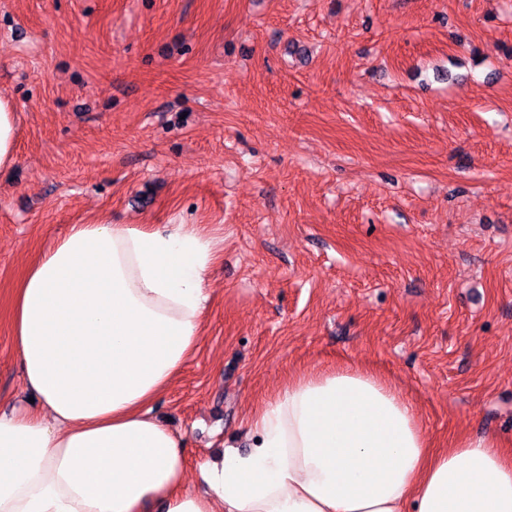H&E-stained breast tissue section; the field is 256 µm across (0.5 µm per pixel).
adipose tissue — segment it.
Instances as JSON below:
<instances>
[{"instance_id":"1","label":"adipose tissue","mask_w":512,"mask_h":512,"mask_svg":"<svg viewBox=\"0 0 512 512\" xmlns=\"http://www.w3.org/2000/svg\"><path fill=\"white\" fill-rule=\"evenodd\" d=\"M221 237L74 224L14 289L37 412L0 413V512H512V450L431 449L413 407L356 368L289 380L186 490L180 433L151 414L197 346Z\"/></svg>"}]
</instances>
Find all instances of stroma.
<instances>
[{"mask_svg": "<svg viewBox=\"0 0 512 512\" xmlns=\"http://www.w3.org/2000/svg\"><path fill=\"white\" fill-rule=\"evenodd\" d=\"M0 409L12 292L73 224H213L155 417L189 467L289 377L371 370L434 447H512V0H0ZM17 113L11 100L0 97V168L16 162Z\"/></svg>", "mask_w": 512, "mask_h": 512, "instance_id": "stroma-1", "label": "stroma"}]
</instances>
